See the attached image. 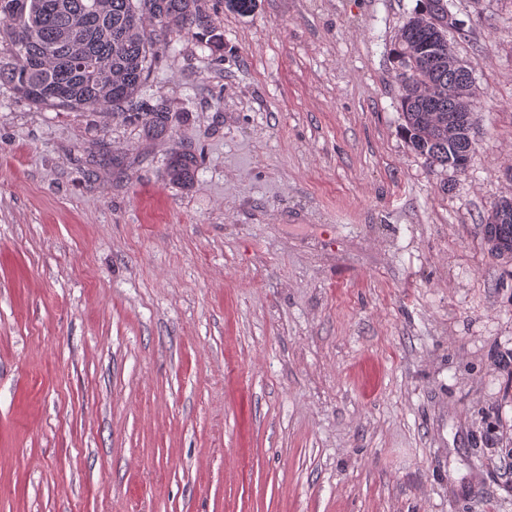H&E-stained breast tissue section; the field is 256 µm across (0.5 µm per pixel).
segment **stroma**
I'll list each match as a JSON object with an SVG mask.
<instances>
[{
  "mask_svg": "<svg viewBox=\"0 0 512 512\" xmlns=\"http://www.w3.org/2000/svg\"><path fill=\"white\" fill-rule=\"evenodd\" d=\"M415 5L203 0L169 138L0 85V512H512V0L449 2L462 174L400 132ZM197 161L193 153L176 148L168 163L167 177L170 182L189 187L192 185ZM510 202L512 200L506 198L493 203L483 225L484 236L491 244L492 254L497 257L505 255L512 257V207ZM499 204H502L503 208L501 211H496L495 208Z\"/></svg>",
  "mask_w": 512,
  "mask_h": 512,
  "instance_id": "obj_1",
  "label": "stroma"
}]
</instances>
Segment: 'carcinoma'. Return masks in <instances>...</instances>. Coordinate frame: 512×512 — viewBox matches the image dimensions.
<instances>
[{"label":"carcinoma","mask_w":512,"mask_h":512,"mask_svg":"<svg viewBox=\"0 0 512 512\" xmlns=\"http://www.w3.org/2000/svg\"><path fill=\"white\" fill-rule=\"evenodd\" d=\"M445 0H416L393 48L402 116L401 129L411 149L429 165L463 173L474 140L469 102L451 94L461 75L448 61L420 65L418 45L447 49ZM173 34L191 36L218 52L221 35L202 0H0V82L29 102L69 112L91 110L105 117L133 120L148 136L170 128L162 100L138 99L159 50ZM197 161L180 148L173 151L167 177L192 185ZM493 203L483 225L497 257L512 256V206Z\"/></svg>","instance_id":"1"}]
</instances>
